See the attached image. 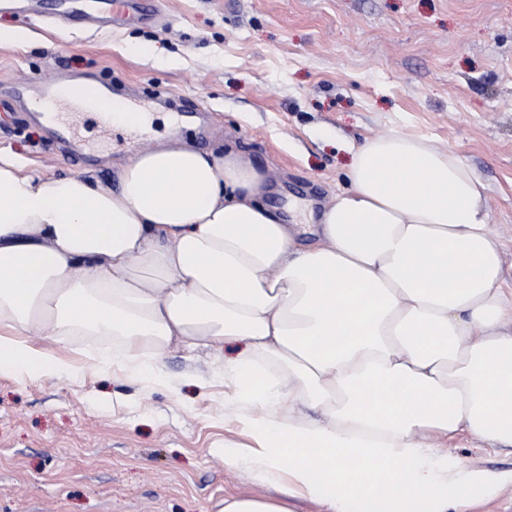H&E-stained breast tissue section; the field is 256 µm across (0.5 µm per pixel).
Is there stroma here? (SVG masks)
Returning a JSON list of instances; mask_svg holds the SVG:
<instances>
[{
  "label": "stroma",
  "mask_w": 512,
  "mask_h": 512,
  "mask_svg": "<svg viewBox=\"0 0 512 512\" xmlns=\"http://www.w3.org/2000/svg\"><path fill=\"white\" fill-rule=\"evenodd\" d=\"M164 26L61 30L46 17L67 0H30L0 28L35 38L0 47V150L45 173L114 177L123 160L171 137L207 149L234 144L270 174L267 203L299 223L344 186L349 146L399 130L455 151L485 186L490 228L512 287V0H156ZM151 42L171 57L140 55ZM120 87L154 115L151 132L108 126L57 102L95 162L73 164L10 84L53 70ZM57 377L0 373V512H220L225 497L262 486L224 465L245 439L224 417L212 356L163 358L169 377L144 387L66 349ZM447 451L488 470L512 454L462 436Z\"/></svg>",
  "instance_id": "stroma-1"
}]
</instances>
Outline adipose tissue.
I'll list each match as a JSON object with an SVG mask.
<instances>
[{
    "label": "adipose tissue",
    "instance_id": "adipose-tissue-1",
    "mask_svg": "<svg viewBox=\"0 0 512 512\" xmlns=\"http://www.w3.org/2000/svg\"><path fill=\"white\" fill-rule=\"evenodd\" d=\"M64 92L151 126L95 83ZM346 179L305 244L262 203L267 172L220 143L158 142L111 181L0 152V372L65 371L29 340L40 326L148 386L171 348L221 353L248 434L224 464L282 493L221 512H465L512 488L440 451L460 434L512 451V289L483 184L398 132L353 147Z\"/></svg>",
    "mask_w": 512,
    "mask_h": 512
}]
</instances>
